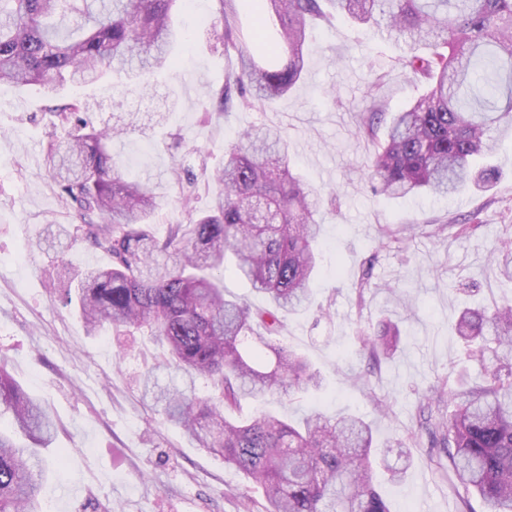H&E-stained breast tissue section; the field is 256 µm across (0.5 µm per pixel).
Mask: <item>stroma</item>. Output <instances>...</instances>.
<instances>
[{
    "instance_id": "1",
    "label": "stroma",
    "mask_w": 512,
    "mask_h": 512,
    "mask_svg": "<svg viewBox=\"0 0 512 512\" xmlns=\"http://www.w3.org/2000/svg\"><path fill=\"white\" fill-rule=\"evenodd\" d=\"M214 11L213 0L180 5L174 21L183 42L174 64L154 76V95L109 79L83 89L97 103L89 118L107 127L121 113H138L139 129L114 139L112 154L157 184L164 205L151 230L160 237L211 201L201 182L184 209L174 168L219 167L228 141L248 127L283 131L306 183L336 196L320 217L325 245L312 304L286 317L280 341L319 373L329 412L371 422L375 446H390L389 464L403 465L393 444L416 430L427 390L452 368L481 373L453 329L459 311L512 301L490 258L497 240L512 238V141L493 158L499 175L490 189L452 199L376 193L359 114L371 82L393 111L425 92L396 66L406 46L345 20L316 28L306 73L289 94L262 111L235 105L213 113L211 94L235 66L233 50L213 48L204 35ZM46 106L38 87L0 84V362L48 406L57 425L49 454L63 458L43 483L40 512H264L261 490L143 402L141 374L151 369L159 384L171 380L164 350L147 331L89 334L77 305L66 303L78 271L112 259L85 240L54 234L70 217L45 160ZM464 222L475 232L456 236ZM383 225L400 230V246L378 247ZM366 271L371 286L360 294L354 285ZM384 318L397 323L400 341L372 370L356 331H376ZM406 468L402 482L381 474L374 481L392 512H459L452 471L437 467L428 448L413 449Z\"/></svg>"
}]
</instances>
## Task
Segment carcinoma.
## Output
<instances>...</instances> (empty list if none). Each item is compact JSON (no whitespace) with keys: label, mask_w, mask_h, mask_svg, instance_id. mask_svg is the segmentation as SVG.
<instances>
[{"label":"carcinoma","mask_w":512,"mask_h":512,"mask_svg":"<svg viewBox=\"0 0 512 512\" xmlns=\"http://www.w3.org/2000/svg\"><path fill=\"white\" fill-rule=\"evenodd\" d=\"M209 40L236 51V66L213 95L214 111L237 101L263 109L284 97L305 73L315 23L340 14L403 43L398 64L427 89L387 113L376 94L361 131L373 145L369 177L388 197L451 196L497 178L489 163L512 140V0H262L248 35L236 0H219ZM178 0H0V82L37 85L46 97L69 85L115 74L150 91V78L174 59L182 34L171 23ZM87 99L54 107L45 144L50 175L77 223L60 228L112 257L74 277L66 302L77 300L90 331L148 329L166 346L164 366L184 386L160 388L144 376V395L163 404L166 420L197 447L224 459L262 489L265 512H391L375 490V467L404 477V466L372 455L371 425L353 414L313 410L298 425L259 413L234 417L245 398L303 392L319 386L306 358L271 345L282 316L307 310L317 267L324 199L293 170L277 127L253 126L224 149L210 209L164 238L149 225L163 199L148 178L127 176L109 150L123 126L97 129L81 114ZM185 202L198 175L176 173ZM267 298L254 308L224 294V271ZM501 282L512 288V240L493 252ZM469 357L482 367L473 382L452 370L424 396L421 428L448 456L463 512H512V305L466 308L454 323ZM400 336L387 321L358 332L359 352L375 362ZM207 380L196 394L195 379ZM454 405L451 414L445 403ZM0 512H37L49 468L43 450L56 425L42 401L0 366Z\"/></svg>","instance_id":"carcinoma-1"}]
</instances>
